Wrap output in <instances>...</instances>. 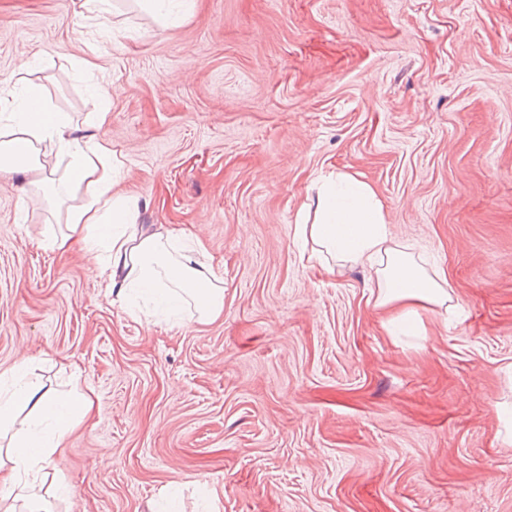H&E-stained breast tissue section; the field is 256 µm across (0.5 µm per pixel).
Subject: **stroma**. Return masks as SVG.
<instances>
[{"label":"stroma","mask_w":512,"mask_h":512,"mask_svg":"<svg viewBox=\"0 0 512 512\" xmlns=\"http://www.w3.org/2000/svg\"><path fill=\"white\" fill-rule=\"evenodd\" d=\"M80 3L0 0V111L36 85L95 130L139 223L202 242L224 313L114 303L44 245L85 190L30 205L0 173V371L93 401L46 512H512V0ZM336 171L446 270L447 316L389 335L366 270L304 256Z\"/></svg>","instance_id":"1"}]
</instances>
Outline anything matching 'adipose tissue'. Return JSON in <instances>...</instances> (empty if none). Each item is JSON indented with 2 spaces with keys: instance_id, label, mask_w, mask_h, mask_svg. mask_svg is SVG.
I'll list each match as a JSON object with an SVG mask.
<instances>
[{
  "instance_id": "obj_1",
  "label": "adipose tissue",
  "mask_w": 512,
  "mask_h": 512,
  "mask_svg": "<svg viewBox=\"0 0 512 512\" xmlns=\"http://www.w3.org/2000/svg\"><path fill=\"white\" fill-rule=\"evenodd\" d=\"M65 175H58L61 159ZM117 159L93 134H78L66 113L53 111L39 87H30L18 112L0 113V172L21 171L30 179L23 189L33 201L36 189L59 185L86 186V204L69 208L67 231L48 239L64 251L78 243L97 260L99 276L119 300L156 298L170 308L191 304L201 324L224 313V278L200 262L194 248L179 237L138 223L136 198L114 194ZM311 223L294 227L296 238L309 243L320 262L351 263L368 269L376 305L400 307L396 324L419 327L417 307L447 308L448 274L427 269L420 254L391 235L376 190L350 174L318 187ZM28 408L53 421L55 433L13 435L0 451V512H15L16 502L43 512L41 490L47 469L58 455L72 425L87 417L91 404L82 393L58 394L30 381L25 366L0 372V428L11 425L15 412Z\"/></svg>"
}]
</instances>
